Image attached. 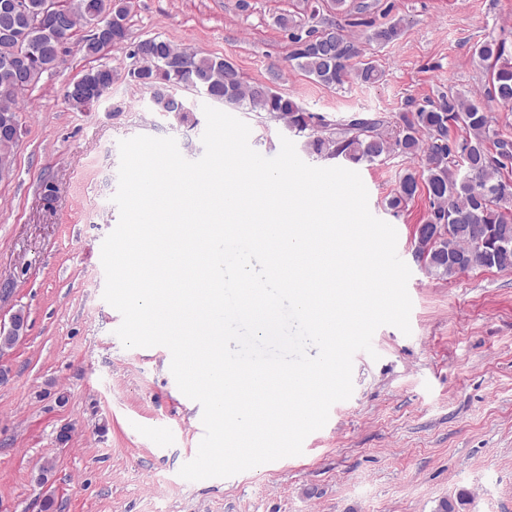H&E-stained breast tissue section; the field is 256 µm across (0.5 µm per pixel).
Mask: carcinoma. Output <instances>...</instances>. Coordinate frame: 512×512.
<instances>
[{"label": "carcinoma", "mask_w": 512, "mask_h": 512, "mask_svg": "<svg viewBox=\"0 0 512 512\" xmlns=\"http://www.w3.org/2000/svg\"><path fill=\"white\" fill-rule=\"evenodd\" d=\"M43 0H26L27 14L20 16L0 0V81L10 76L23 88L34 87L42 75L44 59L63 52L64 44L53 39V29H75L80 24L111 21L107 38L123 45L129 38L130 0H67V14L43 29L31 26L41 14ZM289 31V61L327 87L341 86L354 78L362 83L382 80L383 71L371 60L353 63L359 48L346 28L311 10L308 20L297 23L281 17ZM401 21L386 23L369 34V40L388 44L401 36ZM489 73L487 98L512 106V56L494 40L476 50ZM182 50L159 36L133 44L130 56L149 64L138 84L151 90L155 110L172 115L180 124L195 123L182 102L170 96L168 84L179 76ZM115 74L101 66L83 75L86 90L68 86L64 99L70 107L88 110L93 92L111 88ZM207 89L216 102L249 112H264L304 138L303 150L316 159L343 158L353 164L382 162L391 154L422 157L420 172L406 171L388 200L394 211L425 191L429 211L417 230V257L428 273L451 277L465 267L512 269V179L504 174L512 164V141L501 137L492 117L479 101L448 89L438 101L418 106L389 125L381 116L357 113L343 123L332 124L321 114L308 111L290 97L262 82L245 80L233 63L195 53L189 89ZM462 135L449 138V128Z\"/></svg>", "instance_id": "obj_1"}]
</instances>
